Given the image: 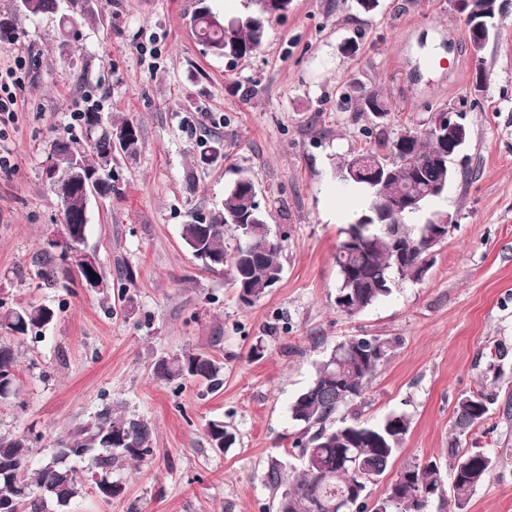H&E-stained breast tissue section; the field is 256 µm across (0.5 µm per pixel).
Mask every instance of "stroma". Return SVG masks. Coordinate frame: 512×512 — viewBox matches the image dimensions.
<instances>
[{
	"mask_svg": "<svg viewBox=\"0 0 512 512\" xmlns=\"http://www.w3.org/2000/svg\"><path fill=\"white\" fill-rule=\"evenodd\" d=\"M74 2L69 38L53 15L17 16L0 38V70L21 61L29 74L15 112L0 117V147L14 162L0 171V298L67 304L40 342L19 346L20 395L0 405V433L53 439L106 396L151 421L155 454L124 471L123 496L106 502L89 488L68 512H275L265 472L273 457L298 464L286 453L292 400L338 342L381 336L396 345L368 386L363 418L399 412L412 425L370 501L406 462L446 464L455 403L482 388L497 402L460 445L497 463L465 512H512V0H499L497 36L479 59L450 0H379L369 15L356 0H292L240 60L210 54L192 35L196 0ZM347 41L357 45L349 56ZM356 85L380 90L389 115L355 112ZM446 107L470 130L455 161L465 177L432 204L456 219L454 230L422 280H397L359 315L337 313L334 253L351 218L333 211L337 163L425 128ZM88 110L142 130L135 158L112 155L111 197L89 204L86 244L112 283L108 297L39 276L43 242L61 227L43 162L55 138L82 136L76 115ZM216 139L222 156L200 163ZM240 168L282 243L281 279L251 306L181 238L195 215L222 212ZM122 264L135 284L118 281ZM258 343L264 356L250 360ZM187 350L223 363L220 391L153 380L159 359ZM211 419L236 432L234 446L209 447Z\"/></svg>",
	"mask_w": 512,
	"mask_h": 512,
	"instance_id": "35a3bbf8",
	"label": "stroma"
}]
</instances>
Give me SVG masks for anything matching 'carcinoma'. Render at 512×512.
<instances>
[{
	"mask_svg": "<svg viewBox=\"0 0 512 512\" xmlns=\"http://www.w3.org/2000/svg\"><path fill=\"white\" fill-rule=\"evenodd\" d=\"M291 0H249L247 12L227 19L207 9L195 10L190 29L195 38L217 56L242 59L263 44L269 22ZM473 20L495 26L500 12L498 0H472ZM21 13L28 16L60 15L67 30L74 23L60 13V0H24ZM359 112L376 117L388 114L386 102L376 89L359 97ZM85 135L55 139L50 152L67 156L70 148L83 151L85 171L96 174L100 164L112 156V133L100 128L96 112L82 115ZM337 177L346 192L361 196L362 205L339 231L334 260L340 285L336 309L345 316L367 311L390 296L396 279H421L429 269L427 257L441 245L432 236L428 204L442 197L456 179L448 157V130L442 135L426 127L407 131L394 139L386 152L366 151L343 158ZM255 183L245 169L224 194L222 218L196 216L182 226L184 243L197 248L192 255L203 269L217 272L223 265L211 260L226 255L224 234L232 230L243 240L230 261V276L240 303L251 306L263 298L282 273L281 245L271 239L264 213L252 200ZM420 195L416 207L402 211L401 223L389 221L383 207ZM81 191L73 193L65 206L69 224L81 223L87 208ZM43 279L71 292L75 278L63 262L50 257L40 271ZM57 309L36 303L17 304L0 299V403H9L19 392L17 341L41 339L40 329L52 323ZM390 339L351 336L339 342L315 366V375L290 404L296 432L290 434L288 454L301 461L295 475L286 465L270 459L265 481L275 494L278 512H326L323 504L342 496H353L350 512H426L429 503L450 496L455 512H464L474 491L485 481L496 460L480 448L459 447L460 437L471 433L488 417L497 396L482 390L460 397L453 411L455 437L448 445L451 487L435 461L403 465L391 483L381 510L368 506L370 486L383 478L393 465L411 428V419L390 413L375 423L362 420L365 393L372 378L393 352ZM223 364L210 355L188 351L172 359H161L153 368L162 384L199 380L218 390L223 385ZM207 442L222 451L235 442V434L221 419L207 422ZM154 429L150 422L128 413L120 405L103 403L93 418L75 424L54 440L48 456L35 461V449L43 436L32 433H0V512H66L84 492V481L76 465L93 481L99 497L110 501L124 491L116 473L129 464L154 456Z\"/></svg>",
	"mask_w": 512,
	"mask_h": 512,
	"instance_id": "obj_1",
	"label": "carcinoma"
}]
</instances>
